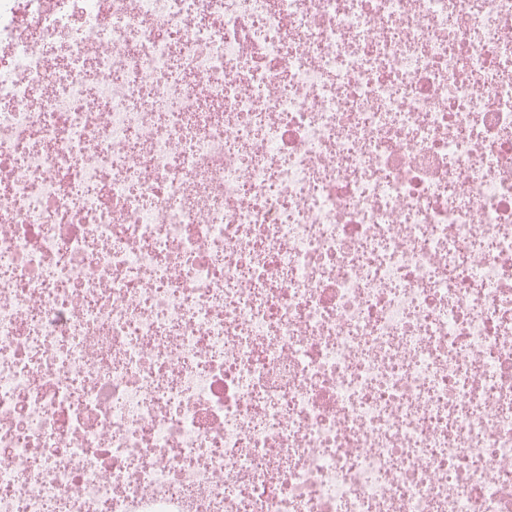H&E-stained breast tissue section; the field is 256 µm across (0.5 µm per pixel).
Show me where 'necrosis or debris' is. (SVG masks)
I'll return each mask as SVG.
<instances>
[{
	"label": "necrosis or debris",
	"mask_w": 512,
	"mask_h": 512,
	"mask_svg": "<svg viewBox=\"0 0 512 512\" xmlns=\"http://www.w3.org/2000/svg\"><path fill=\"white\" fill-rule=\"evenodd\" d=\"M0 512H512V0H0Z\"/></svg>",
	"instance_id": "4bbe7bcc"
}]
</instances>
